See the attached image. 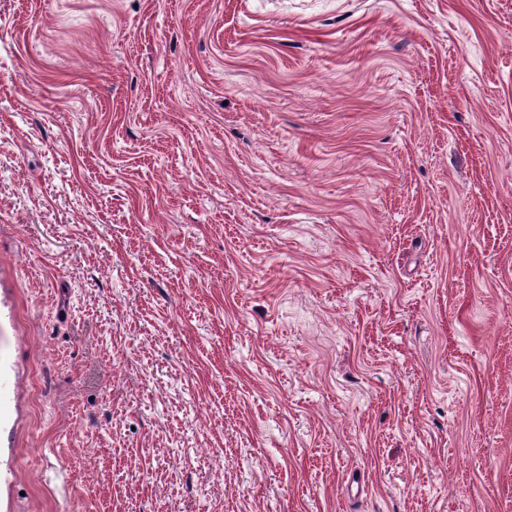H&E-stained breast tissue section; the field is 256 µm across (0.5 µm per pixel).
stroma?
<instances>
[{
    "label": "stroma",
    "instance_id": "obj_1",
    "mask_svg": "<svg viewBox=\"0 0 512 512\" xmlns=\"http://www.w3.org/2000/svg\"><path fill=\"white\" fill-rule=\"evenodd\" d=\"M0 512H512V0H0Z\"/></svg>",
    "mask_w": 512,
    "mask_h": 512
}]
</instances>
